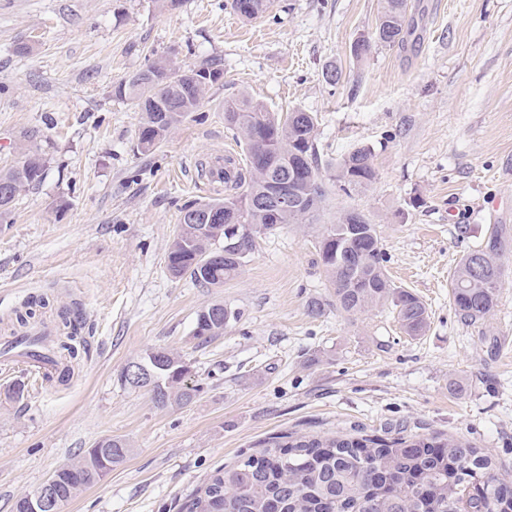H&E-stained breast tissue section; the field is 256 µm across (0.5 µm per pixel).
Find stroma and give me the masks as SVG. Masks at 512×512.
<instances>
[{
  "label": "stroma",
  "mask_w": 512,
  "mask_h": 512,
  "mask_svg": "<svg viewBox=\"0 0 512 512\" xmlns=\"http://www.w3.org/2000/svg\"><path fill=\"white\" fill-rule=\"evenodd\" d=\"M408 4L403 45L358 57L382 0H274L252 21L231 0H0V167L22 147L47 160L0 219V340L57 328L66 309L88 340L62 385L0 358V512L105 437L130 443L127 460L63 512H183L210 472L279 434L460 438L512 478V250L484 325L459 321L448 288L492 229L512 236V0ZM159 56L216 61L224 81L144 153L140 113L112 85ZM241 93L311 113L320 165L373 150L372 186L329 188L318 221L355 209L377 224L391 279L427 307L424 335L388 307L311 315L329 295L316 232L294 224L257 239L224 287L168 273L182 207L224 195L198 164H246L224 126ZM215 301L239 317L199 343L196 313ZM154 348L190 360L192 403L162 408L120 385Z\"/></svg>",
  "instance_id": "stroma-1"
}]
</instances>
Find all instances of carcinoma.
Segmentation results:
<instances>
[{
    "mask_svg": "<svg viewBox=\"0 0 512 512\" xmlns=\"http://www.w3.org/2000/svg\"><path fill=\"white\" fill-rule=\"evenodd\" d=\"M234 12L250 21L268 12L271 0H232ZM408 0H385L375 27V42L394 47L404 42L408 30ZM210 76L208 85L195 78ZM224 78L212 62L184 69L166 58L154 59L135 74L118 80L112 89L119 100L139 108L138 142L149 152L186 118L198 110L209 89ZM162 98L166 111L153 101ZM224 126L235 131L246 146L247 166L227 160L224 180L226 223L190 224L203 204L193 202L181 210V220L170 243L166 263L174 277L188 276L208 288H222L244 266L261 236L288 224H311L326 202V182L349 195L368 189L376 179L373 152L357 147L323 175L318 163L315 118L294 111L286 116L270 112L245 94L224 100ZM293 176V187L304 204L279 217L261 207L270 190L265 171ZM46 159L23 149L19 159L0 168V184L20 188L44 179ZM512 239L494 230L478 248L458 262L450 279V299L459 320L482 324L497 306L503 276L501 257ZM318 263L331 290L329 305L347 315L389 305L408 336L425 333L428 314L414 293L394 285L386 271L387 256L377 225L357 210H346L334 224H323L316 234ZM239 313L223 302H214L196 313L194 336L206 343L224 333ZM66 330L58 350L75 359L86 349L79 336L81 318L61 314ZM147 370L140 385L122 372L119 382L146 391L165 407L187 405L200 390L189 384L192 374L177 352L154 349L139 357ZM130 444L118 437L104 438L79 458L83 465L57 477L60 505L83 489L104 479L123 464ZM492 462L481 449L460 439L402 436L379 438L293 437L280 434L266 448L242 454L236 464L215 469L190 494L187 512H512V482L491 472Z\"/></svg>",
    "mask_w": 512,
    "mask_h": 512,
    "instance_id": "carcinoma-1",
    "label": "carcinoma"
}]
</instances>
